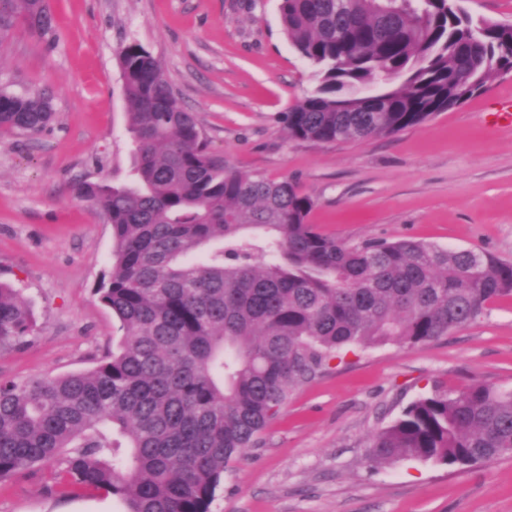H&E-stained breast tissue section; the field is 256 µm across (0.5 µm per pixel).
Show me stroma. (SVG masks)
Masks as SVG:
<instances>
[{"instance_id":"stroma-1","label":"stroma","mask_w":512,"mask_h":512,"mask_svg":"<svg viewBox=\"0 0 512 512\" xmlns=\"http://www.w3.org/2000/svg\"><path fill=\"white\" fill-rule=\"evenodd\" d=\"M54 28L0 35V88L41 90L55 117L35 136L0 134V280L19 283L35 327L0 349V378L91 369L121 332L95 288L112 227L73 180L122 181L130 165L115 51L135 41L194 112L214 154L294 179L308 221L349 246L414 239L512 262V127L490 124L512 72L389 137L311 145L281 112L317 85L282 32L279 0H52ZM512 389V298L416 346L359 347L293 387L254 447L232 463L212 512H512V457L462 470L421 461L368 469L371 436L421 395L474 382ZM56 462L0 483V512H119L60 484Z\"/></svg>"}]
</instances>
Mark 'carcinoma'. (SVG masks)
Listing matches in <instances>:
<instances>
[{"label": "carcinoma", "mask_w": 512, "mask_h": 512, "mask_svg": "<svg viewBox=\"0 0 512 512\" xmlns=\"http://www.w3.org/2000/svg\"><path fill=\"white\" fill-rule=\"evenodd\" d=\"M460 0H280L283 32L318 86L282 113L291 139L341 144L425 123L512 71V24ZM42 34L38 0H0V26ZM116 58L128 107V180H79L74 196L112 226L95 289L122 336L93 368L0 380V482L58 459L70 485L122 512H211L225 470L290 389L352 345L438 339L512 297V263L418 240L349 247L308 222L315 201L288 178L213 154L193 113L137 42ZM53 119L44 93L0 89V133ZM34 327L0 282V347ZM512 455V391L434 390L371 436L366 463L451 468Z\"/></svg>", "instance_id": "1"}]
</instances>
